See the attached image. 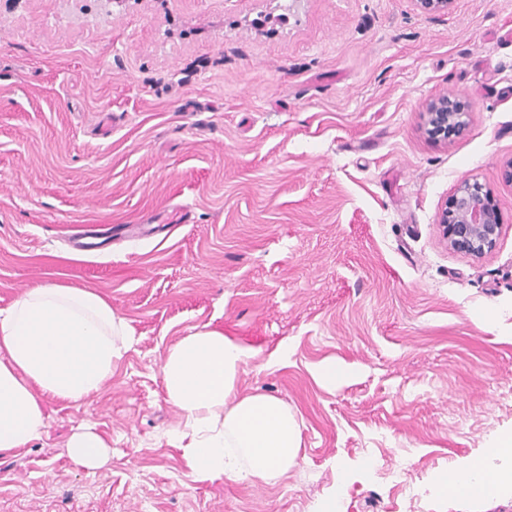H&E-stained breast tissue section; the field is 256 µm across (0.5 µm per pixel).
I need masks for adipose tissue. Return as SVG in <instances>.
Returning <instances> with one entry per match:
<instances>
[{"mask_svg": "<svg viewBox=\"0 0 512 512\" xmlns=\"http://www.w3.org/2000/svg\"><path fill=\"white\" fill-rule=\"evenodd\" d=\"M132 343L129 322L88 288L45 283L0 309V452L29 446L47 426L44 398L77 403L98 393ZM255 349L214 328L170 347L160 367L168 400L184 429L176 446L197 481L221 478L271 484L298 463L300 427L282 400L239 396V373ZM76 463L103 465L110 447L83 430L68 442ZM512 460V448L487 449L484 459L438 478V494L491 498L512 488V468L499 479L487 464Z\"/></svg>", "mask_w": 512, "mask_h": 512, "instance_id": "ef3b65f1", "label": "adipose tissue"}]
</instances>
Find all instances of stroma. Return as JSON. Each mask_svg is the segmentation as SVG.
Listing matches in <instances>:
<instances>
[{"label": "stroma", "mask_w": 512, "mask_h": 512, "mask_svg": "<svg viewBox=\"0 0 512 512\" xmlns=\"http://www.w3.org/2000/svg\"><path fill=\"white\" fill-rule=\"evenodd\" d=\"M511 28L512 0H0V309L54 282L134 330L96 395L46 399L0 453V512H512L434 489L512 438ZM446 92L471 119L436 142ZM466 178L502 216L480 258L438 226ZM206 324L259 351L240 393L298 420L277 483L198 482L173 446L160 366ZM85 427L100 467L69 456ZM68 453L76 463L94 468L108 460L110 446L98 433L83 430L71 436L68 442Z\"/></svg>", "instance_id": "35a3bbf8"}]
</instances>
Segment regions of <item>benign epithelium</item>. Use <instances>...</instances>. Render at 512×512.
<instances>
[{"label": "benign epithelium", "mask_w": 512, "mask_h": 512, "mask_svg": "<svg viewBox=\"0 0 512 512\" xmlns=\"http://www.w3.org/2000/svg\"><path fill=\"white\" fill-rule=\"evenodd\" d=\"M426 14L448 11L453 0H413ZM470 113L458 97L442 93L435 96L424 113L425 131L429 137L448 140L468 124ZM439 224L448 246L480 258L492 251L501 233V219L493 192L475 178H466L456 187L442 209Z\"/></svg>", "instance_id": "1"}]
</instances>
